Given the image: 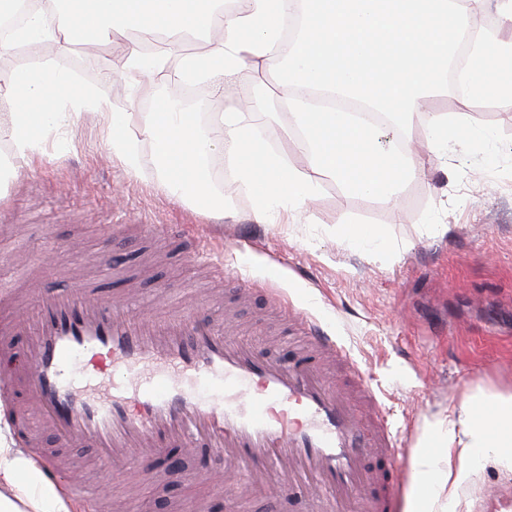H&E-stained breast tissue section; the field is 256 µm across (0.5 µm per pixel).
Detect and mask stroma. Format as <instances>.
Listing matches in <instances>:
<instances>
[{"label": "stroma", "mask_w": 512, "mask_h": 512, "mask_svg": "<svg viewBox=\"0 0 512 512\" xmlns=\"http://www.w3.org/2000/svg\"><path fill=\"white\" fill-rule=\"evenodd\" d=\"M200 46L197 39L162 41L165 67L152 81L133 70L113 76L111 46L91 47L65 33L33 62L51 63L139 113L172 90L180 57ZM279 80L272 61L253 76L242 68L196 86L189 108L204 125L245 87L273 96ZM493 104L494 111L476 115L454 92L434 98L433 111L447 114L449 126L491 130L494 145L474 138L466 148L426 155L422 175L403 188V215L326 177L308 212L270 224L254 221L252 197L238 190L220 212L205 201H173L158 183L148 141L139 143L138 172H129L113 157L104 123L84 113L69 129L41 133L46 159L14 161L13 176L0 186V292L69 290L77 276H96L95 257L111 250L124 276L99 278V296L122 297L135 284L137 315L176 306L193 284L198 312L215 318L229 308L240 322L258 325L265 338L257 346L271 358L283 354L282 323L314 318L368 373L392 428L416 445L426 419L448 404L480 389L512 387V98ZM263 131L271 150L303 164L305 140L288 113L276 114ZM161 224L185 225L188 240L160 241L151 229ZM353 224L382 228L397 257L350 247L344 234ZM209 241L226 248L231 273L219 283L189 257V243ZM17 249L46 257L45 268L20 270ZM268 283L287 297L288 311L267 309ZM43 445L57 449L64 465L92 474L94 502L77 512H182L183 504L202 500L225 512L233 492L217 458L208 477L192 483L185 478L194 466L189 458L182 471L148 479L97 472L95 449L78 442L59 449L47 436ZM459 495L471 512H512V474L480 469ZM308 509L281 489L240 495L237 504V512Z\"/></svg>", "instance_id": "stroma-1"}]
</instances>
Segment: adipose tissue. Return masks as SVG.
<instances>
[{
	"label": "adipose tissue",
	"mask_w": 512,
	"mask_h": 512,
	"mask_svg": "<svg viewBox=\"0 0 512 512\" xmlns=\"http://www.w3.org/2000/svg\"><path fill=\"white\" fill-rule=\"evenodd\" d=\"M294 13L299 30L286 49L284 21ZM72 29L111 46L121 68L148 78L159 73L161 60L144 48L162 32L217 34L205 50L181 59L185 82L234 74L249 60L282 59L275 99L248 94L233 111L217 114L206 132L173 97L137 118L52 68L0 71V100L8 106L0 113V132L9 133L21 159L42 154L36 132L68 126L92 109L111 132L113 155L130 170L140 165V139L149 141L160 185L183 203L206 199L223 210L224 197L214 192L208 169L210 157L223 152L237 183L255 198V222L264 224L276 213L307 211L325 177L397 202L400 184L421 174V155L399 136L382 144L383 129L357 124L349 113L310 107L303 92L358 98L407 122L429 111L434 94L448 85V62L457 48L449 30L469 34L470 26L467 11L452 0H245L234 11L225 10L223 0H52L0 38V49L53 43ZM469 47L464 98L496 93L483 39L470 36ZM281 108L305 137L303 166L288 164L257 136ZM486 466L512 474V390H478L425 422L412 453L404 512H470L459 491ZM0 512H71L59 488L2 435Z\"/></svg>",
	"instance_id": "adipose-tissue-1"
}]
</instances>
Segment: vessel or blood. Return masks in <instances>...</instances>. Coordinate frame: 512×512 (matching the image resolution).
Here are the masks:
<instances>
[{"label":"vessel or blood","mask_w":512,"mask_h":512,"mask_svg":"<svg viewBox=\"0 0 512 512\" xmlns=\"http://www.w3.org/2000/svg\"><path fill=\"white\" fill-rule=\"evenodd\" d=\"M302 330L304 345L273 360L223 320L140 317L84 281L40 296L34 317L0 324V353L26 339L0 384L23 397L11 418L18 437L36 416L59 446L96 449L105 469L177 471L193 452L198 478L217 457L242 491L282 486L314 512H391L406 444L381 409L359 411L355 394L376 399L365 372L347 365L353 391L335 387L323 370L340 354L335 341L317 322ZM362 488L371 496L356 498Z\"/></svg>","instance_id":"obj_1"}]
</instances>
